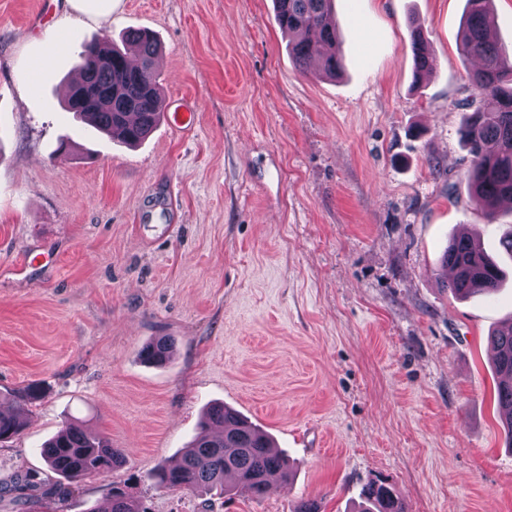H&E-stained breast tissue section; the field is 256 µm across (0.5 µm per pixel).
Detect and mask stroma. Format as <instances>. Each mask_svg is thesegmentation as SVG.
Returning <instances> with one entry per match:
<instances>
[{
  "instance_id": "stroma-1",
  "label": "stroma",
  "mask_w": 512,
  "mask_h": 512,
  "mask_svg": "<svg viewBox=\"0 0 512 512\" xmlns=\"http://www.w3.org/2000/svg\"><path fill=\"white\" fill-rule=\"evenodd\" d=\"M466 0H333L343 67L302 73L273 0H0V484L58 480L41 444L94 428L126 464L63 498L0 512H87L113 483L148 512H349L391 483L407 512H512L496 408V328L512 323V206L488 219L459 140L474 59ZM433 54L414 79L410 26ZM151 31L162 116L135 147L76 121L65 89L93 39ZM467 231L501 288L458 300L439 269ZM175 340L169 363L140 358ZM223 404L269 433L293 477L231 499L143 483ZM173 343L171 337L160 336L143 347L141 357L148 364L164 365L171 358Z\"/></svg>"
}]
</instances>
